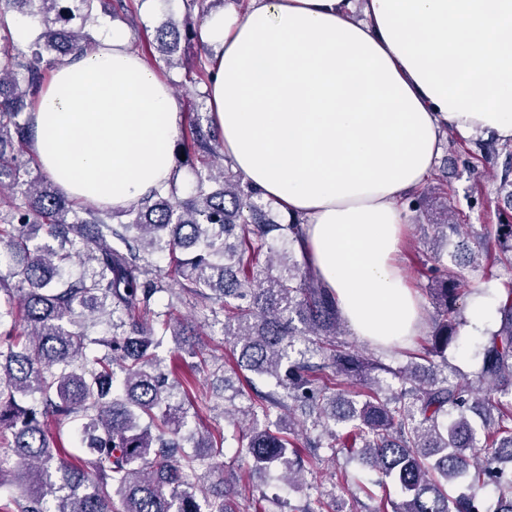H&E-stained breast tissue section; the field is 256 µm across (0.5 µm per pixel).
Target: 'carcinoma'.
Listing matches in <instances>:
<instances>
[{
    "label": "carcinoma",
    "mask_w": 512,
    "mask_h": 512,
    "mask_svg": "<svg viewBox=\"0 0 512 512\" xmlns=\"http://www.w3.org/2000/svg\"><path fill=\"white\" fill-rule=\"evenodd\" d=\"M105 0H0V488L17 490L14 512H236L224 477V435L201 432L188 415L196 327L220 326L234 372L275 381L266 394L236 395L251 420L241 461L278 473L291 490L308 485L316 450L362 460L391 479L401 499L371 512H512V281L497 326L474 375L450 376L444 357L459 331L466 271L483 247L461 246L446 263L434 255L426 274L436 305L419 359L393 372L398 386L373 376L380 360L351 348L335 295L305 253L300 220L275 219L270 202L224 158V143L189 112L180 144L196 162L194 189L174 182L114 210L76 207L42 174L27 148L28 111L44 81L43 53L78 56ZM20 7L42 31L27 50L11 46L6 9ZM206 0H185L181 24L156 30L164 66L180 64V43L197 85L209 83L198 21ZM110 13L137 27V11L114 0ZM428 224L436 236L463 235L448 220V193ZM500 260L512 269V222L496 225ZM298 246L301 259L284 246ZM267 250L264 265L254 254ZM170 259L182 291L200 302L189 321L173 313ZM170 335L188 368L169 378L155 349ZM285 413L269 418V407ZM264 421H259L258 414ZM315 431L314 439L300 436ZM471 477L468 489L448 485ZM494 491L489 506L478 491Z\"/></svg>",
    "instance_id": "cac0c4a2"
}]
</instances>
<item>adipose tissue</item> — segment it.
Listing matches in <instances>:
<instances>
[{"label": "adipose tissue", "mask_w": 512, "mask_h": 512, "mask_svg": "<svg viewBox=\"0 0 512 512\" xmlns=\"http://www.w3.org/2000/svg\"><path fill=\"white\" fill-rule=\"evenodd\" d=\"M201 39L235 171L288 216L342 320L389 348L423 327L397 256L407 193L446 131L512 144V0H248ZM33 148L72 198L125 208L167 184L183 113L113 31L53 67Z\"/></svg>", "instance_id": "1"}]
</instances>
